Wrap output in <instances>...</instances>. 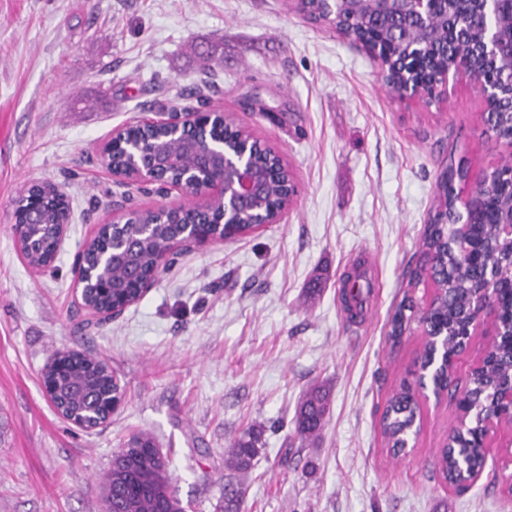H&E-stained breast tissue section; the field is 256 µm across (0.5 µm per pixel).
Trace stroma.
<instances>
[{
    "mask_svg": "<svg viewBox=\"0 0 512 512\" xmlns=\"http://www.w3.org/2000/svg\"><path fill=\"white\" fill-rule=\"evenodd\" d=\"M231 113L292 172L278 223L176 255L112 321L87 325L72 266L114 214L174 207L178 191L122 183L99 165L113 129L171 107ZM484 102L461 78L442 104L389 94L374 60L289 0H0V512H101V476L137 431L171 451L186 512H215L230 489L241 512H512V488L481 478L456 494L436 454L457 423L449 400L422 403L406 455L385 447L376 412L416 378L422 338L387 337L409 288L449 161L470 177L504 153ZM35 181L60 187L72 224L33 273L14 231ZM361 270L372 296L341 301ZM323 291L305 298L313 279ZM104 360L123 392L105 424L81 430L45 396L57 353ZM331 404L321 436L294 441L305 392ZM261 451L244 472L224 456L249 425Z\"/></svg>",
    "mask_w": 512,
    "mask_h": 512,
    "instance_id": "obj_1",
    "label": "stroma"
}]
</instances>
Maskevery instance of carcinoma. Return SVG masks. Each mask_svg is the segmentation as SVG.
<instances>
[{
    "label": "carcinoma",
    "mask_w": 512,
    "mask_h": 512,
    "mask_svg": "<svg viewBox=\"0 0 512 512\" xmlns=\"http://www.w3.org/2000/svg\"><path fill=\"white\" fill-rule=\"evenodd\" d=\"M453 0L448 4L435 5L429 19L430 32L412 29L403 18L380 20L372 15L358 14L354 24L340 28L339 32L354 41H371L380 45L386 56L387 74L383 84L392 93H397L401 84V72L408 46L415 41L425 42V53L419 58L418 74L433 76L441 72L454 56H460L482 73L500 71V66L481 58L472 52V46L482 28L496 17L507 20L509 3L498 5L496 10L482 11L479 0L466 8L469 15V35L463 41H450L442 34L445 10H454ZM338 5L327 11V5L320 0H309L303 13L309 18L330 15L329 22H336ZM240 130L224 126V120L213 117L207 135L200 136L197 150L186 148L183 141L171 136L163 126L145 131L131 129L125 132V140L151 141L166 156L177 164L166 169V178L178 180L194 168L197 153L209 149L211 139L222 137L228 146L238 143ZM255 159L262 170L281 167L280 157L271 149L253 146ZM112 166L125 171L131 169V157L127 147L116 142L110 156ZM29 192L48 199L42 211L41 225L33 230L36 234L29 246L28 264L45 265L51 259L56 245V225L62 223L70 210L65 194L57 193L50 183L34 184ZM440 200L437 219L439 222L427 225L421 245V254L415 267L409 271V286L430 283L434 288L433 306L424 310L414 304L406 295L391 316L389 337L398 341L415 321L422 331L430 335L448 334V357L461 349L460 335L464 330L463 314L474 296L481 290L487 291L492 301L499 303L502 311L501 330L493 350L484 365L468 376L465 385L459 386L452 373L441 371L439 379L442 390L461 409L466 405L480 406L488 411L506 408L502 397L512 381V238L502 233L499 221L512 209V180L498 178L497 185L481 208L465 215L458 211L455 195L448 190V183L436 185ZM293 195V186L287 173L266 182L264 206L271 213H279L288 206ZM138 221L152 225L147 235L140 234V228L128 225L124 233L136 237L137 250L134 262L145 271L155 268L168 240L180 230V225L195 221V215L184 212L178 219H169L153 211L141 212ZM112 296L137 292V283L127 274L126 266L117 264L110 270ZM110 296V297H112ZM110 297L87 294V302L96 307H107ZM67 362L65 381L78 391L69 404L73 412H83L87 407L86 395L101 394L118 387L114 375L107 365L92 356L72 352L64 357ZM329 405V392L320 386L311 388L297 407L292 423L294 436L308 441L318 436L324 426ZM419 406L414 393L407 385L388 398L381 414V428L388 448L393 454L401 453L407 429L415 424ZM485 430L481 415L465 427H455L448 434V442L439 451L438 475L448 484H456L462 478V466L469 470H481L485 458L475 451L479 437ZM260 430L249 427L235 439L225 455V465L234 470H247L259 454ZM105 512H184L180 500L170 490L168 453L158 448L156 440L149 434L138 433L127 446L113 456L112 467L102 481Z\"/></svg>",
    "instance_id": "1"
}]
</instances>
